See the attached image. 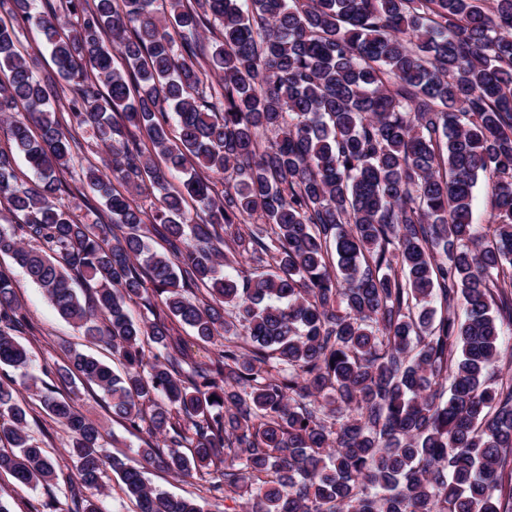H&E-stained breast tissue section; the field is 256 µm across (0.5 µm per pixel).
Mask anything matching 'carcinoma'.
I'll list each match as a JSON object with an SVG mask.
<instances>
[{
  "instance_id": "carcinoma-1",
  "label": "carcinoma",
  "mask_w": 512,
  "mask_h": 512,
  "mask_svg": "<svg viewBox=\"0 0 512 512\" xmlns=\"http://www.w3.org/2000/svg\"><path fill=\"white\" fill-rule=\"evenodd\" d=\"M1 13L39 32L54 68L36 74L0 17V112L36 175L19 180L0 150V255L122 371L69 349L40 381L0 375V472L58 479L24 389L69 433L74 472L46 512H104L108 470L138 512H204L105 448L59 396L78 379L147 435L145 463L206 475L247 512H512V0H0ZM77 128L110 155L80 166L105 205L90 224L58 203ZM481 176L487 243L470 224ZM242 252L252 271L228 272ZM173 320L224 338L209 363L188 360ZM28 326L0 271V367H28L14 337ZM493 194L492 183L480 177L474 188L473 224H478L482 228L486 224H491L494 213Z\"/></svg>"
}]
</instances>
